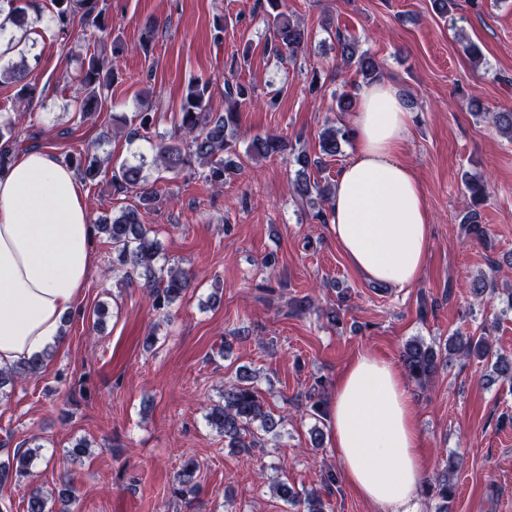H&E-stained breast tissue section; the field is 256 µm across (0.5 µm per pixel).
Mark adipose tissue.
Returning a JSON list of instances; mask_svg holds the SVG:
<instances>
[{
	"label": "adipose tissue",
	"mask_w": 512,
	"mask_h": 512,
	"mask_svg": "<svg viewBox=\"0 0 512 512\" xmlns=\"http://www.w3.org/2000/svg\"><path fill=\"white\" fill-rule=\"evenodd\" d=\"M357 95L355 150L336 178L329 230L365 279L408 288L424 272L431 237L424 190L399 157L412 114L390 82ZM90 264L91 226L73 169L44 148L14 154L0 169V369L63 340ZM329 415L352 491L377 512H422L423 442L402 368L358 353L336 379Z\"/></svg>",
	"instance_id": "obj_1"
}]
</instances>
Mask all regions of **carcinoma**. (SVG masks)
Listing matches in <instances>:
<instances>
[{
  "instance_id": "obj_1",
  "label": "carcinoma",
  "mask_w": 512,
  "mask_h": 512,
  "mask_svg": "<svg viewBox=\"0 0 512 512\" xmlns=\"http://www.w3.org/2000/svg\"><path fill=\"white\" fill-rule=\"evenodd\" d=\"M41 0H0V14L22 25L26 22L27 11H39ZM260 8L269 19L272 29L270 52L280 59L294 60L304 52L308 34L297 20L288 14L286 0H257ZM54 28L57 34L68 36L75 25L107 28L105 8L99 6V0H51ZM336 42L341 61L353 66L361 75L364 83L380 80L382 69L379 63L367 52L358 49L354 41L341 32H336ZM11 79L20 84V96L30 101L37 96V85L27 82L28 73L21 70L10 71ZM121 79L120 72L112 62L94 51L84 59L80 71L74 75L78 85V95L74 97V111L83 119L100 113L105 109L108 93L112 85ZM224 111L211 110L210 83L192 81L185 89L178 110V129L183 138L177 142L166 141L159 136L155 142V154L152 164L162 165L168 171H194L198 178L213 188L224 186L227 177L234 173L231 159L224 155L233 153V143L237 142L240 108L252 96V88L237 80H224ZM491 119L500 134L512 141V109L504 108L491 113ZM129 140L146 138L155 126V114L142 108L126 121ZM22 125L18 116L0 118V167L11 161L10 151L21 146ZM351 140L348 125H331L321 132L320 152L324 156L334 157L341 150V144ZM288 142L276 135L256 136L249 145V151L259 157H271L284 152ZM293 162L297 166L293 181L295 193L307 200L311 207L309 215L318 224L328 223L326 205L329 203L333 186L311 179L312 168L317 161L304 149L293 153ZM67 166L73 168L85 183H93L102 173L103 161L100 157L85 150L68 155ZM146 159L122 163L111 173L112 195L121 197L133 193L138 203L125 207L118 213L105 214L98 218L97 232L111 245L112 257L107 271L123 274L132 279L143 281V287L150 289L152 305L158 311L170 307L189 288L186 272L176 265L162 261V246L155 231L143 223L142 213L155 211L163 205L165 192L149 183L144 174ZM472 208L465 212L461 223L476 239L486 238L485 228L478 224L479 213L476 207L488 196L487 184L479 179L464 180ZM455 357H475L491 363L498 376L512 381V356L495 349L491 336H467L455 333L448 337V347L435 348L419 337L407 341L403 347L401 360L409 379L417 385L430 383L444 359ZM45 358L35 356L10 369H0V400L8 396L6 388L13 384L14 376H35L43 369ZM253 374L245 370L239 373L236 381L224 386L221 401L213 405L205 415L207 425L224 437V443L230 448H261V436L276 432L282 420L275 419L267 410L256 388L251 386ZM324 384L317 380L306 391V406L311 408L312 416L322 417L321 409ZM37 457V448L19 443L7 463L0 464V483L8 479L31 476V466ZM459 458L450 455L444 460L441 472L437 473L427 485V494L437 498L436 512H448V502L455 495L454 474L459 469ZM200 475V466L192 459L184 462L174 475V492L185 495L194 491ZM272 488L278 496L292 506L301 505L304 512H327V503L318 491L305 494L297 492L286 482H272ZM60 507L56 510L47 507L48 499L41 489H34L28 500L26 512H74L76 496L69 484L58 491Z\"/></svg>"
}]
</instances>
